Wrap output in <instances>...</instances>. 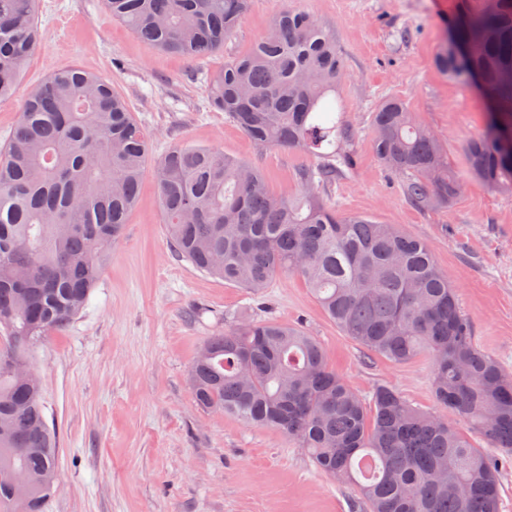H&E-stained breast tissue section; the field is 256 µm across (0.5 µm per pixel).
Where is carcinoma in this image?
I'll return each mask as SVG.
<instances>
[{
  "label": "carcinoma",
  "instance_id": "carcinoma-1",
  "mask_svg": "<svg viewBox=\"0 0 512 512\" xmlns=\"http://www.w3.org/2000/svg\"><path fill=\"white\" fill-rule=\"evenodd\" d=\"M36 0H0V100L38 42ZM139 39L199 59L224 47L249 0H104ZM467 82L479 74L495 116L466 147L472 175L512 193V0H484L436 57ZM348 76L333 30L285 9L249 53L209 81L211 105L255 143L318 160L296 172L300 193L277 198L265 176L222 152L174 146L154 176L174 251L198 270L259 292L281 274L306 282L326 315L393 364L431 361L436 411L386 384L361 396L297 327L249 320L208 338L189 381L196 404L275 430L353 487L368 512H499V464L512 452V375L479 350L448 273L427 242L369 215H344L323 195L350 157L353 131L336 115ZM381 163L407 176L420 209L449 207L462 184L438 137L406 102L372 113ZM148 144L112 84L64 68L28 96L0 149V512H44L59 437L37 376L36 346L65 328L97 287L144 174ZM465 421L459 431L448 419ZM26 474L17 485L14 473Z\"/></svg>",
  "mask_w": 512,
  "mask_h": 512
}]
</instances>
